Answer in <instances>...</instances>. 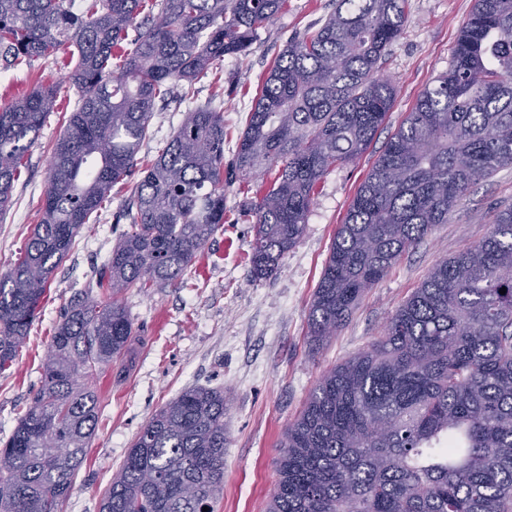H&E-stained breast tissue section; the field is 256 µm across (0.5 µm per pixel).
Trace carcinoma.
<instances>
[{"label": "carcinoma", "instance_id": "carcinoma-1", "mask_svg": "<svg viewBox=\"0 0 512 512\" xmlns=\"http://www.w3.org/2000/svg\"><path fill=\"white\" fill-rule=\"evenodd\" d=\"M286 0H0V68L76 46V108L52 146L42 214L0 275V371L16 359L54 270L114 184L131 230L55 328L40 385L0 447V512H60L96 436L79 384L136 339L120 295L183 280L224 224V188L277 167L243 217L251 274L274 276L301 241L317 185L376 140L396 88L380 74L405 0H336L268 70L224 173V108L188 102L138 167L156 102L249 54ZM56 84L0 106V215L24 154L57 110ZM512 167V0H475L448 71L420 94L338 225L309 308L317 346L469 189ZM506 293H499L500 289ZM221 388L190 387L135 436L100 512H214L224 489ZM67 449L62 455L60 449ZM266 512H512V205L486 235L436 263L384 333L329 369L279 444Z\"/></svg>", "mask_w": 512, "mask_h": 512}]
</instances>
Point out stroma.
Instances as JSON below:
<instances>
[{
  "label": "stroma",
  "instance_id": "obj_1",
  "mask_svg": "<svg viewBox=\"0 0 512 512\" xmlns=\"http://www.w3.org/2000/svg\"><path fill=\"white\" fill-rule=\"evenodd\" d=\"M474 0H406L405 23L382 64L396 86L394 106L368 151L336 167L319 183L300 243L280 262L275 276L253 280L249 255L254 231L240 211L274 172L224 190V226L197 258L187 282H173L121 299L142 340L136 364L119 376L112 364L88 377L99 398L98 427L74 489L62 512H99L100 500L152 413L184 389H224L230 409L224 420V490L214 512H265L278 480L277 444L320 377L381 336L398 306L437 262L482 239L496 207L512 203V167L476 185L414 250L371 288L335 336L311 349L308 312L338 224L379 152L420 93L446 72L462 23ZM333 0H287L281 13L259 31L249 55L224 60V166L232 168L238 138L268 68L288 39L322 23ZM76 58L71 50L32 66L0 73V105L40 83L60 84L57 111L22 160L12 204L0 216V274L21 256L40 219L51 147L65 129L63 114L76 96L67 80ZM183 103L157 105L151 124L156 136L144 141L141 162L151 160L158 140L179 126ZM125 185H116L95 224L85 225L47 287L38 315L12 367L0 372V440L8 438L43 373L54 330L63 310L94 283V270L109 255L130 216L121 204Z\"/></svg>",
  "mask_w": 512,
  "mask_h": 512
}]
</instances>
